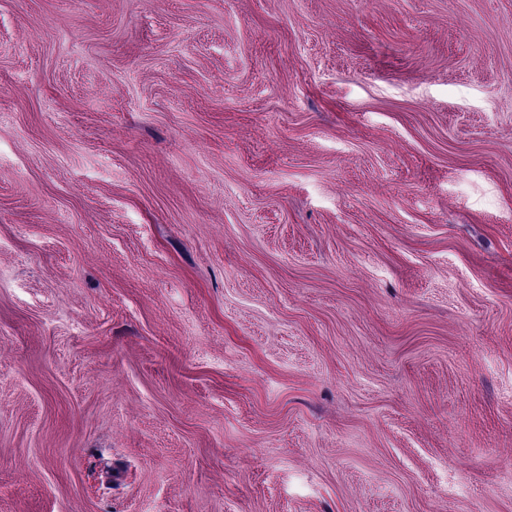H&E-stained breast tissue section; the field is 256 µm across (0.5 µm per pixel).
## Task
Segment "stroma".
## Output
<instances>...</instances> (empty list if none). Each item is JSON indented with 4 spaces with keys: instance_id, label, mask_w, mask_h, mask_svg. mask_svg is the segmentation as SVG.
Segmentation results:
<instances>
[{
    "instance_id": "stroma-1",
    "label": "stroma",
    "mask_w": 512,
    "mask_h": 512,
    "mask_svg": "<svg viewBox=\"0 0 512 512\" xmlns=\"http://www.w3.org/2000/svg\"><path fill=\"white\" fill-rule=\"evenodd\" d=\"M0 512H512V0H0Z\"/></svg>"
}]
</instances>
